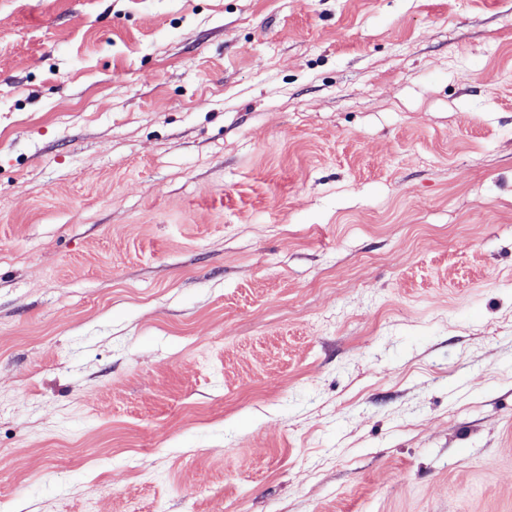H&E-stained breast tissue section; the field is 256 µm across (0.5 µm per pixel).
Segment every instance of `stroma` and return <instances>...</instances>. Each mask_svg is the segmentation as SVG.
Wrapping results in <instances>:
<instances>
[{
  "instance_id": "stroma-1",
  "label": "stroma",
  "mask_w": 512,
  "mask_h": 512,
  "mask_svg": "<svg viewBox=\"0 0 512 512\" xmlns=\"http://www.w3.org/2000/svg\"><path fill=\"white\" fill-rule=\"evenodd\" d=\"M0 512H512V0H0Z\"/></svg>"
}]
</instances>
